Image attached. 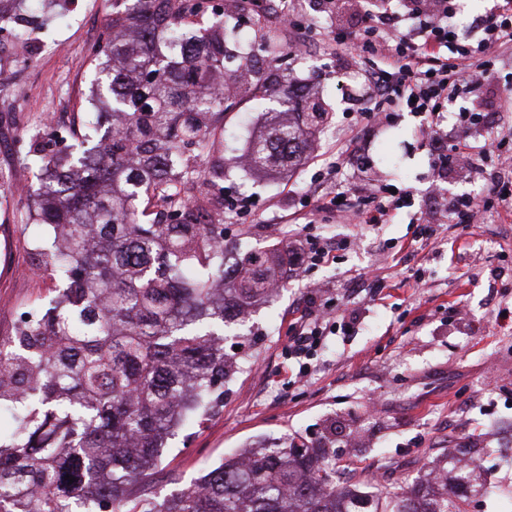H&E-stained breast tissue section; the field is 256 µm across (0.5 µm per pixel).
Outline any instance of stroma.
<instances>
[{
	"label": "stroma",
	"mask_w": 512,
	"mask_h": 512,
	"mask_svg": "<svg viewBox=\"0 0 512 512\" xmlns=\"http://www.w3.org/2000/svg\"><path fill=\"white\" fill-rule=\"evenodd\" d=\"M204 12L224 16L248 39L263 78L256 97L230 99L224 114V195L247 200L251 213L228 225L232 257L287 244L301 233L332 243L329 257L289 277L286 288L256 305L242 336H228L240 369L224 385V405L180 431L165 449L147 494L166 495L221 464L241 448L288 435L327 450L338 486L381 493L425 467L477 449V470L495 494L472 497L467 512H506L512 502V328L497 314L512 309V213L478 214L460 231L432 213L430 193H477L479 185L438 176L422 119L403 109L369 128L358 110L366 95L361 65L337 52L332 30L351 29L355 6L331 16L317 0H288L313 27L306 54L291 55L299 31L281 27L275 8L255 0H200ZM105 0H55L41 30L27 40L0 33V170L23 167L35 145L68 150L89 118L93 51L105 39ZM277 41H269L270 32ZM320 102L329 118L305 160L292 170L236 164L264 128L270 98L286 84ZM512 56L501 57L484 99L458 98L440 118L452 131L460 108L506 104ZM359 158L327 172L350 142ZM387 189H411L389 224L355 226L332 199L358 196L367 179ZM324 180L322 210L303 197ZM24 188L0 185V336L20 313L41 306L52 281L32 249L44 228L27 221ZM433 219L432 236L414 239L417 217ZM339 308L299 377L288 358V329L309 296ZM350 323V331L339 322Z\"/></svg>",
	"instance_id": "1"
}]
</instances>
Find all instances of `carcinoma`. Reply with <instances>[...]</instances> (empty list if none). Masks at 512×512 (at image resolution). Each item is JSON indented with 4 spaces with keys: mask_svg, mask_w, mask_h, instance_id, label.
Listing matches in <instances>:
<instances>
[{
    "mask_svg": "<svg viewBox=\"0 0 512 512\" xmlns=\"http://www.w3.org/2000/svg\"><path fill=\"white\" fill-rule=\"evenodd\" d=\"M109 3L94 119L29 192V219L46 229L34 251L56 287L0 336V410L15 421L0 432V512H466L480 489L469 471L381 497L336 487L334 464L286 438L163 497L138 493L168 440L224 396L226 331L288 273L277 247L228 269L224 163L201 168L223 139L224 14ZM41 18L0 0V31ZM326 115L267 113L248 164L299 165Z\"/></svg>",
    "mask_w": 512,
    "mask_h": 512,
    "instance_id": "obj_1",
    "label": "carcinoma"
}]
</instances>
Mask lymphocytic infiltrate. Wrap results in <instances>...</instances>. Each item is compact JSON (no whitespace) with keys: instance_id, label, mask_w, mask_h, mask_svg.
Returning a JSON list of instances; mask_svg holds the SVG:
<instances>
[{"instance_id":"1","label":"lymphocytic infiltrate","mask_w":512,"mask_h":512,"mask_svg":"<svg viewBox=\"0 0 512 512\" xmlns=\"http://www.w3.org/2000/svg\"><path fill=\"white\" fill-rule=\"evenodd\" d=\"M418 25L400 29L398 20L387 6L363 16L359 27L333 35L337 50L357 57H373L368 79L377 103H366L360 115L369 121L382 118L381 103L408 109L422 117L428 127H437L439 112L447 102L464 93L479 92L488 84L494 62L512 51V6L503 5L485 21L482 37L474 44L454 40L449 24L448 0H415ZM463 137L451 143L434 140L435 163L439 168H459L467 174H479L483 162L494 151L512 152V114L500 113V130L488 143L478 144L466 135L481 121L477 112L459 113ZM512 209V187L503 176L494 175L485 184L483 200L467 194L458 195L448 210L452 223L469 229L481 207ZM328 307L309 301L291 333L288 355L310 357L321 342L322 324Z\"/></svg>"}]
</instances>
